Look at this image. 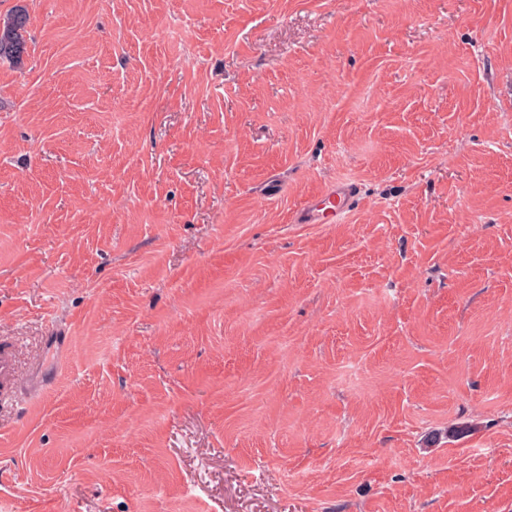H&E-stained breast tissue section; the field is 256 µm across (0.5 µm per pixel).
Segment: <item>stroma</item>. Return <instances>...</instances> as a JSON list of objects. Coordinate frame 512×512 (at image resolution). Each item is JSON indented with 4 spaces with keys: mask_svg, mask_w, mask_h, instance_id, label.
<instances>
[{
    "mask_svg": "<svg viewBox=\"0 0 512 512\" xmlns=\"http://www.w3.org/2000/svg\"><path fill=\"white\" fill-rule=\"evenodd\" d=\"M20 6L0 512H512V0ZM360 188L350 180H339L312 196L297 215L298 224H343L360 203ZM15 358L13 354L2 348L0 350V400L6 399L5 394L8 388L15 383Z\"/></svg>",
    "mask_w": 512,
    "mask_h": 512,
    "instance_id": "obj_1",
    "label": "stroma"
}]
</instances>
